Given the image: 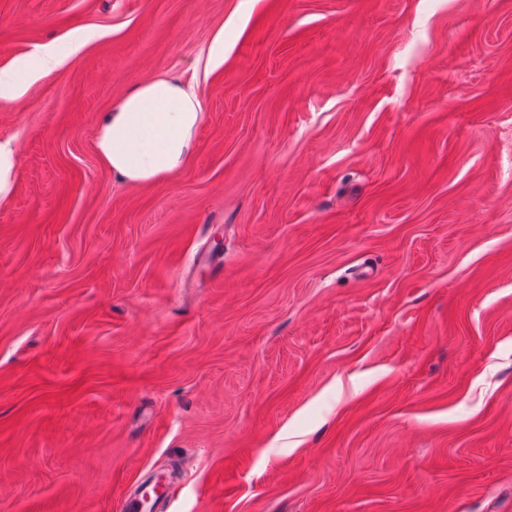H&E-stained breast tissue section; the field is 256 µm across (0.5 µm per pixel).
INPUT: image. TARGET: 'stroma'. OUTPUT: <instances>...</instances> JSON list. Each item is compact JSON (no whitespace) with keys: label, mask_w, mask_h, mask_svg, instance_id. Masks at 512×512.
<instances>
[{"label":"stroma","mask_w":512,"mask_h":512,"mask_svg":"<svg viewBox=\"0 0 512 512\" xmlns=\"http://www.w3.org/2000/svg\"><path fill=\"white\" fill-rule=\"evenodd\" d=\"M42 46L0 512H512V0H0V70ZM164 73L196 149L130 186L93 135Z\"/></svg>","instance_id":"stroma-1"}]
</instances>
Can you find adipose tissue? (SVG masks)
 <instances>
[{"label": "adipose tissue", "instance_id": "ef3b65f1", "mask_svg": "<svg viewBox=\"0 0 512 512\" xmlns=\"http://www.w3.org/2000/svg\"><path fill=\"white\" fill-rule=\"evenodd\" d=\"M202 94L178 78L160 75L135 84L105 113L94 135L101 164L132 186L180 172L196 148Z\"/></svg>", "mask_w": 512, "mask_h": 512}]
</instances>
